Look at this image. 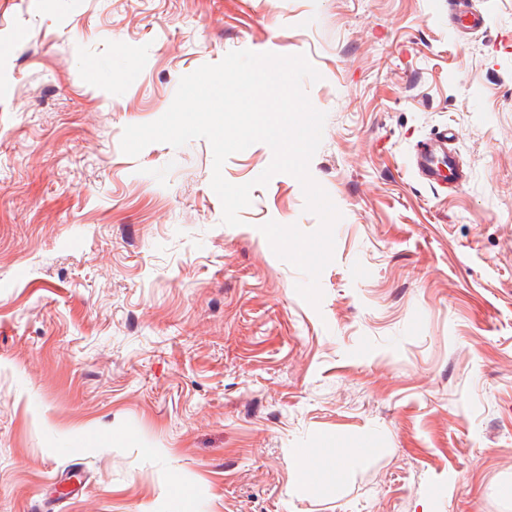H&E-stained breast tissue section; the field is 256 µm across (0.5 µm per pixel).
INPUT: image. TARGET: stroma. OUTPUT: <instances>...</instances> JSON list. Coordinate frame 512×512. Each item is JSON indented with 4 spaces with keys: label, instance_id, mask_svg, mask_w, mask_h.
Listing matches in <instances>:
<instances>
[{
    "label": "stroma",
    "instance_id": "35a3bbf8",
    "mask_svg": "<svg viewBox=\"0 0 512 512\" xmlns=\"http://www.w3.org/2000/svg\"><path fill=\"white\" fill-rule=\"evenodd\" d=\"M473 5L0 0V512H512V0ZM244 49L321 75L316 308L260 231L318 228L297 179L230 227L207 140L120 147ZM444 128L449 194L410 166ZM468 0H448V17L465 30L481 26L483 18L467 8Z\"/></svg>",
    "mask_w": 512,
    "mask_h": 512
}]
</instances>
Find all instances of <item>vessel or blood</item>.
Masks as SVG:
<instances>
[{"mask_svg": "<svg viewBox=\"0 0 512 512\" xmlns=\"http://www.w3.org/2000/svg\"><path fill=\"white\" fill-rule=\"evenodd\" d=\"M467 4L468 0H448V16L463 29L473 30L481 26L483 19L470 11ZM455 138L454 132L441 131L416 149L412 166L427 185L455 186L466 181L467 174L459 167L450 147Z\"/></svg>", "mask_w": 512, "mask_h": 512, "instance_id": "vessel-or-blood-1", "label": "vessel or blood"}]
</instances>
